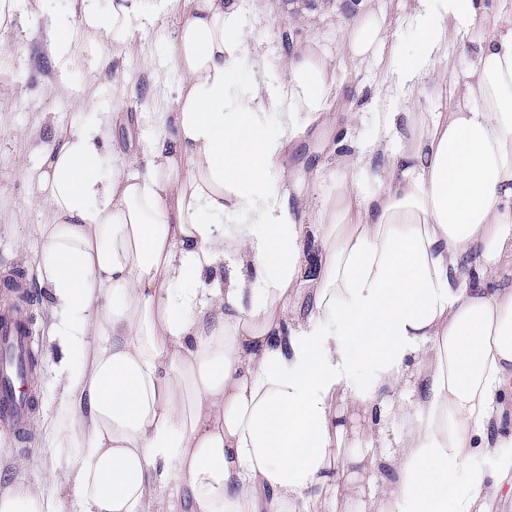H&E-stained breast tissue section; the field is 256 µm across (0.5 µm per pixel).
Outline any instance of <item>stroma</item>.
<instances>
[{
	"instance_id": "35a3bbf8",
	"label": "stroma",
	"mask_w": 512,
	"mask_h": 512,
	"mask_svg": "<svg viewBox=\"0 0 512 512\" xmlns=\"http://www.w3.org/2000/svg\"><path fill=\"white\" fill-rule=\"evenodd\" d=\"M368 11L396 18L402 13V3L266 0V21L253 33L274 66L288 49L305 46L332 59L335 78L344 87L330 105L337 129L345 127L348 113L370 111L376 85L390 68L389 48L381 49L379 63L356 69L343 52L346 22ZM68 12L69 0H33L16 29L0 31V273L22 267L30 274L36 300L26 316L40 368L27 437L19 438L11 428L0 426V480L10 477L42 486L46 495L63 500L68 512H77L73 485L47 480L48 473L61 475L70 466L67 457L50 455L46 449L60 392L56 378L62 354L52 334L55 318L50 294L40 285L33 257L38 247L37 227L48 223L49 212L38 201L33 185L19 176L21 170L39 165L36 148L54 130H67L89 120V113L77 111L73 100L91 94L103 81L101 72L85 61L63 74L55 68L48 53L49 39L54 21ZM131 78L137 86L135 95L107 100L108 111L124 117L113 127L114 140L124 144L138 139L137 118L144 101L154 95L176 97L179 87V76L172 70L159 82L136 69ZM335 143V131L310 127L286 162L320 165Z\"/></svg>"
}]
</instances>
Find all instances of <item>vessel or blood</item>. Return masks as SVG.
<instances>
[{
  "label": "vessel or blood",
  "instance_id": "vessel-or-blood-1",
  "mask_svg": "<svg viewBox=\"0 0 512 512\" xmlns=\"http://www.w3.org/2000/svg\"><path fill=\"white\" fill-rule=\"evenodd\" d=\"M28 272L16 269L1 282L9 299L0 307V423L18 434L27 431V412L33 401L29 336L13 302L30 297L26 286Z\"/></svg>",
  "mask_w": 512,
  "mask_h": 512
}]
</instances>
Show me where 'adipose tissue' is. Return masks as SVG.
Wrapping results in <instances>:
<instances>
[{
    "instance_id": "ef3b65f1",
    "label": "adipose tissue",
    "mask_w": 512,
    "mask_h": 512,
    "mask_svg": "<svg viewBox=\"0 0 512 512\" xmlns=\"http://www.w3.org/2000/svg\"><path fill=\"white\" fill-rule=\"evenodd\" d=\"M72 2L56 68L121 65L22 177L51 214L35 261L77 360L50 451L73 458L80 512H336L364 493L375 512H487L512 491V15L486 28L481 0H413L379 131L339 135L334 190L312 210L316 170L284 159L312 123L335 127L339 86L309 49L267 82L244 31L263 0ZM168 14L165 62L142 65L172 68L179 92L140 113L126 153L102 98L134 94V33ZM393 23H348L351 63ZM468 40L470 67L449 72ZM448 84V111H427ZM340 403L366 420L354 439ZM387 421L398 450L383 459ZM0 512L66 509L15 482Z\"/></svg>"
}]
</instances>
